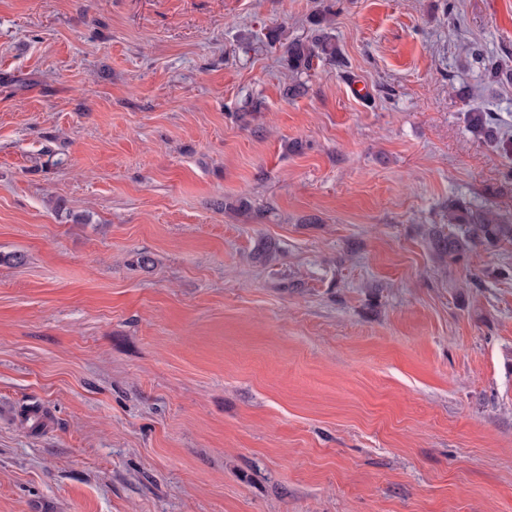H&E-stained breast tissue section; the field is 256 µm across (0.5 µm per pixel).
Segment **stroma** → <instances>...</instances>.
I'll return each mask as SVG.
<instances>
[{"label":"stroma","instance_id":"1","mask_svg":"<svg viewBox=\"0 0 512 512\" xmlns=\"http://www.w3.org/2000/svg\"><path fill=\"white\" fill-rule=\"evenodd\" d=\"M452 199L512 218V0H0V512H512ZM333 15L330 8L326 9L314 23L321 28L316 29V33L310 39H294L284 45L283 57L287 62L288 70L295 77L293 83L288 87L289 97L299 96L305 91V84L298 78L311 71L315 60L334 59L339 55L336 43L321 26L323 24L330 25ZM467 122L473 130L483 134L487 140L497 139V118L494 113L476 109L468 112Z\"/></svg>","mask_w":512,"mask_h":512}]
</instances>
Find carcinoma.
<instances>
[{
  "mask_svg": "<svg viewBox=\"0 0 512 512\" xmlns=\"http://www.w3.org/2000/svg\"><path fill=\"white\" fill-rule=\"evenodd\" d=\"M331 16L332 10L326 9L315 21L318 29L311 38L294 39L284 45L283 57L288 70L295 77L288 87V96L296 97L305 91V84L300 77L311 71L314 61L334 59L339 55L336 43L321 28L323 24H331ZM467 122L487 140L497 139V118L494 113L476 109L467 114ZM448 223L456 225L458 232H436L432 235L431 244L436 253L450 259L462 258L477 245L493 246L503 240H512V221L504 220L489 207L473 209L459 201L453 202L448 205Z\"/></svg>",
  "mask_w": 512,
  "mask_h": 512,
  "instance_id": "cac0c4a2",
  "label": "carcinoma"
}]
</instances>
